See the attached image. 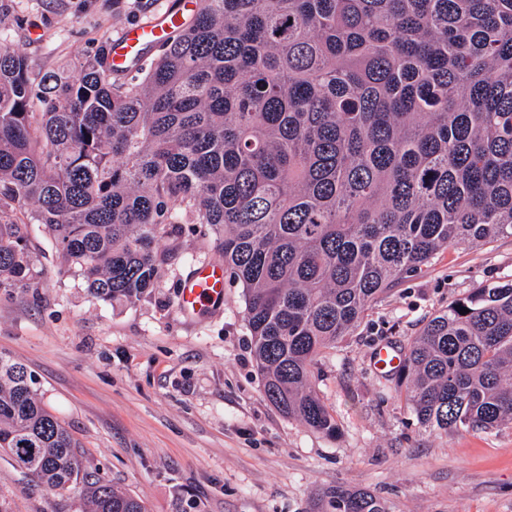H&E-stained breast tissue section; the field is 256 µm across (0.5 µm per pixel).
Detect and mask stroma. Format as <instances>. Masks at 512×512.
<instances>
[{
	"mask_svg": "<svg viewBox=\"0 0 512 512\" xmlns=\"http://www.w3.org/2000/svg\"><path fill=\"white\" fill-rule=\"evenodd\" d=\"M171 0H0V40L50 70L164 12ZM154 288L114 306L81 277L59 274L53 239L31 226L42 271L31 288H0V355L25 365L49 411L80 445L86 472L140 499L147 512H326L343 486L389 512H512V426L448 433L418 424L397 378L372 372L373 351L406 346L423 322L472 289L512 282V236L440 252L325 351L315 386L338 431L283 415L264 397L242 289L226 279L221 309L176 311L182 279L219 261L208 225L158 240ZM7 512H83L0 454Z\"/></svg>",
	"mask_w": 512,
	"mask_h": 512,
	"instance_id": "obj_1",
	"label": "stroma"
}]
</instances>
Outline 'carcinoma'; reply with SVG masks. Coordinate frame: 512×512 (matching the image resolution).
Wrapping results in <instances>:
<instances>
[{"label":"carcinoma","mask_w":512,"mask_h":512,"mask_svg":"<svg viewBox=\"0 0 512 512\" xmlns=\"http://www.w3.org/2000/svg\"><path fill=\"white\" fill-rule=\"evenodd\" d=\"M31 224L60 273L112 303L154 287L159 237L208 225L244 289L264 397L332 435L323 350L440 250L512 235V0H200L123 79L106 41L76 76L1 41L0 288L39 275ZM398 387L430 430L512 425V282L428 319ZM77 448L0 357V451L87 512H145ZM326 499L388 512L341 486Z\"/></svg>","instance_id":"obj_1"}]
</instances>
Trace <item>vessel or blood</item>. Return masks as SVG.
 <instances>
[{"label":"vessel or blood","mask_w":512,"mask_h":512,"mask_svg":"<svg viewBox=\"0 0 512 512\" xmlns=\"http://www.w3.org/2000/svg\"><path fill=\"white\" fill-rule=\"evenodd\" d=\"M197 0H180L175 13H163L153 19L126 26L110 40L109 47L114 69L129 72L140 65L148 51L159 46L177 24L184 12L193 10ZM224 266L208 263L192 266L183 278L177 301L180 316L192 319L205 316L224 304ZM403 357L394 347L381 346L372 365L377 372L389 373L400 367Z\"/></svg>","instance_id":"vessel-or-blood-1"}]
</instances>
